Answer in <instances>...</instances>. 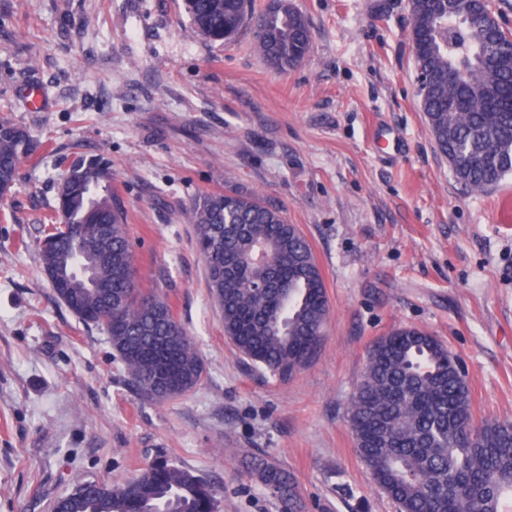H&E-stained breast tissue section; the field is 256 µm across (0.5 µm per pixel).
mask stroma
<instances>
[{
	"label": "stroma",
	"mask_w": 512,
	"mask_h": 512,
	"mask_svg": "<svg viewBox=\"0 0 512 512\" xmlns=\"http://www.w3.org/2000/svg\"><path fill=\"white\" fill-rule=\"evenodd\" d=\"M312 48L272 71L251 31L194 37L183 0H0V117L34 151L0 198V512H51L76 485L166 459L223 512H288L242 466L294 476L304 512H398L346 422L366 352L416 326L461 361L481 418L512 421V176L463 191L415 82L410 0H290ZM42 107L26 101L30 87ZM78 156L112 165L142 288L162 294L205 366L157 401L107 333L58 300L35 242ZM281 209L310 244L330 315L315 358L280 380L242 358L185 212L204 192Z\"/></svg>",
	"instance_id": "obj_1"
}]
</instances>
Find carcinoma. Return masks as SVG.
<instances>
[{"instance_id":"obj_1","label":"carcinoma","mask_w":512,"mask_h":512,"mask_svg":"<svg viewBox=\"0 0 512 512\" xmlns=\"http://www.w3.org/2000/svg\"><path fill=\"white\" fill-rule=\"evenodd\" d=\"M416 64L430 81L419 94L437 148L457 181L484 192L512 174V70L492 65L480 17L461 18L448 0H411ZM193 33L222 45L254 29V48L277 73L311 48L306 18L282 9L252 12L248 0H185ZM31 151L25 130L0 117V179L17 180ZM56 210L74 217L43 225L42 269L57 298L99 326L145 395L182 396L204 365L168 302L139 289L126 216L112 196V169L81 157L64 176ZM224 336L239 354L281 379L311 361L329 318L325 283L296 225L255 196L202 194L188 211ZM257 250L266 261L250 260ZM459 361L438 338L399 327L369 348L346 411L356 453L398 512H501L512 503V422L476 421ZM244 467L302 512L295 480L257 454ZM58 512H221L214 489L190 470L156 460L110 483L60 497Z\"/></svg>"}]
</instances>
